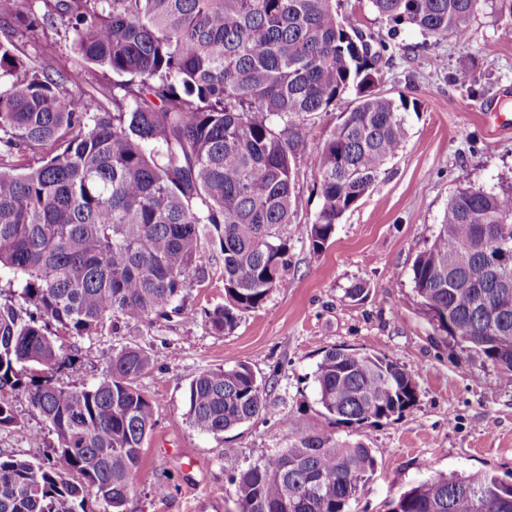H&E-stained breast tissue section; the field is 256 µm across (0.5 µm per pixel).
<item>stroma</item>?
<instances>
[{
  "instance_id": "stroma-1",
  "label": "stroma",
  "mask_w": 512,
  "mask_h": 512,
  "mask_svg": "<svg viewBox=\"0 0 512 512\" xmlns=\"http://www.w3.org/2000/svg\"><path fill=\"white\" fill-rule=\"evenodd\" d=\"M509 23L512 18L491 4L472 18L473 36L465 43L401 26L379 60L376 90L417 100L418 110L407 114L405 144L376 189L342 217L319 252L309 245L307 227L321 199L313 171L298 162L295 217L286 229L288 268L234 331L215 332L205 316L224 302L222 265L206 246L202 258L211 280L190 291L188 317L63 338L72 362L52 379L64 387L97 382L126 347L151 354L152 366L139 385L153 404L156 425L143 448L131 512H234L225 492L227 472L288 447L301 434L325 429L377 451L376 472L351 512H389L402 490L432 474H512V385L500 383L489 362L467 357L434 331L409 279L413 260L432 241L458 188L512 182V129L505 127L512 121V40L501 37ZM16 41L55 70L78 63L63 29L48 26ZM358 283L368 295L350 301L345 291ZM335 346L388 356L415 373L414 408L398 419L329 425L316 402L313 373ZM239 362L265 382L276 416L242 425L224 443L191 425L188 386L202 371ZM0 394L25 428L42 436L33 443L22 431L2 428L0 451L43 460L54 434L24 390L7 387ZM228 443L237 448L236 457H225ZM158 482L167 485L166 496L154 494Z\"/></svg>"
}]
</instances>
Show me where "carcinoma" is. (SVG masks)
<instances>
[{
  "label": "carcinoma",
  "instance_id": "cac0c4a2",
  "mask_svg": "<svg viewBox=\"0 0 512 512\" xmlns=\"http://www.w3.org/2000/svg\"><path fill=\"white\" fill-rule=\"evenodd\" d=\"M489 0H370L396 35L403 24L437 40L472 37ZM338 0H0V389L24 371L71 360L55 336L90 337L183 311L223 261L224 304L208 311L230 333L259 308L288 265L296 162L313 170L321 208L307 229L321 250L336 224L378 185L417 106L375 92L380 52L338 13ZM60 20L80 56L56 75L15 34ZM89 68L112 74V107L71 92ZM322 147L303 120L350 93ZM53 146L20 172L21 153ZM434 330L512 382V184L469 185L449 199L432 243L409 269ZM150 353L129 346L90 386L50 378L27 387L56 436L41 462L0 452V512H130L154 409L139 378ZM333 423L400 418L417 403L415 374L396 360L333 347L314 371ZM274 414L246 363L209 369L188 387L199 432L221 436ZM19 421L0 398V429ZM377 451L326 431L301 434L227 477L236 512H350ZM390 512H512V481L489 472L429 476Z\"/></svg>",
  "mask_w": 512,
  "mask_h": 512
}]
</instances>
